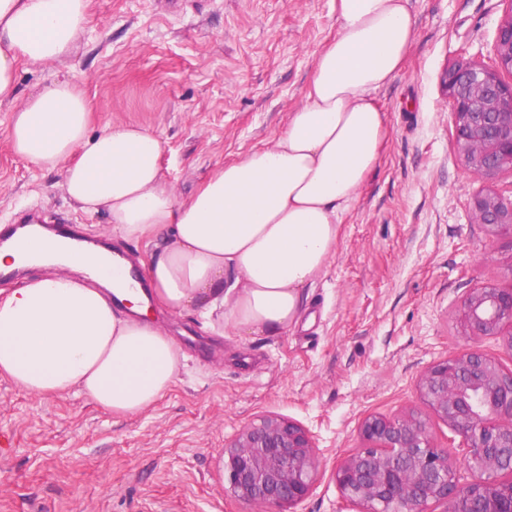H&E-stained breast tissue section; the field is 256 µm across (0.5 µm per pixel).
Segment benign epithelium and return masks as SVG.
<instances>
[{"label":"benign epithelium","mask_w":512,"mask_h":512,"mask_svg":"<svg viewBox=\"0 0 512 512\" xmlns=\"http://www.w3.org/2000/svg\"><path fill=\"white\" fill-rule=\"evenodd\" d=\"M512 10L497 29L489 63L461 57L442 77L452 102V144L467 170L490 178L512 170ZM477 223L487 227L492 259L498 245L512 248V197L493 189L473 202ZM471 344L433 364L418 383L426 415L405 409L371 414L360 425L362 445L343 457L331 477L357 512H512V369L484 352L495 338L512 356V286L483 279L457 314ZM461 439L454 458L430 430L429 416ZM321 466L313 436L299 423L266 415L245 424L224 446V478L231 494L256 512H287L311 491Z\"/></svg>","instance_id":"7a95c632"}]
</instances>
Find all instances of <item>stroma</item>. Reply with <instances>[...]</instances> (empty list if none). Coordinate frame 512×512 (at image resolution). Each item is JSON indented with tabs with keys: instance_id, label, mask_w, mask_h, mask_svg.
<instances>
[{
	"instance_id": "1",
	"label": "stroma",
	"mask_w": 512,
	"mask_h": 512,
	"mask_svg": "<svg viewBox=\"0 0 512 512\" xmlns=\"http://www.w3.org/2000/svg\"><path fill=\"white\" fill-rule=\"evenodd\" d=\"M417 38L404 69L375 95L389 136L342 218L327 269L278 336L216 332L195 313L158 314L185 361L155 405L115 418L73 393L31 395L0 375V512H253L230 493L224 445L267 414L313 435L321 472L294 512H354L330 474L360 447L369 414L422 409L417 383L468 344L454 316L488 245L472 202L485 186L451 143L441 86L459 57L488 61L507 0H409ZM72 54L24 62L17 98L0 105V225L61 216L82 236L149 260L158 239L125 240L104 214L67 195L58 172L17 156L13 113L50 82L82 83L92 132L132 124L164 142L162 174L178 199L225 163L272 144L306 101L320 50L338 31L336 0H90Z\"/></svg>"
}]
</instances>
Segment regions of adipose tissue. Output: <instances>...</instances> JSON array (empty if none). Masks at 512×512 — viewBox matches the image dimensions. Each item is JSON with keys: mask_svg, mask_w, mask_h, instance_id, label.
I'll list each match as a JSON object with an SVG mask.
<instances>
[{"mask_svg": "<svg viewBox=\"0 0 512 512\" xmlns=\"http://www.w3.org/2000/svg\"><path fill=\"white\" fill-rule=\"evenodd\" d=\"M336 5L337 35L287 128L185 201L163 181L156 134L129 124L91 134L88 99L67 79L28 97L8 129L14 152L58 171L80 209L106 213L121 237L164 245L138 268L104 248L73 260L55 238L36 262L42 275L0 300V374L35 396L77 391L132 416L169 391L184 358L154 310L207 319L224 308L241 336L288 330L381 158L388 124L374 94L416 40L408 0ZM90 22L89 0H0V104L18 94L20 62L69 56Z\"/></svg>", "mask_w": 512, "mask_h": 512, "instance_id": "1", "label": "adipose tissue"}]
</instances>
